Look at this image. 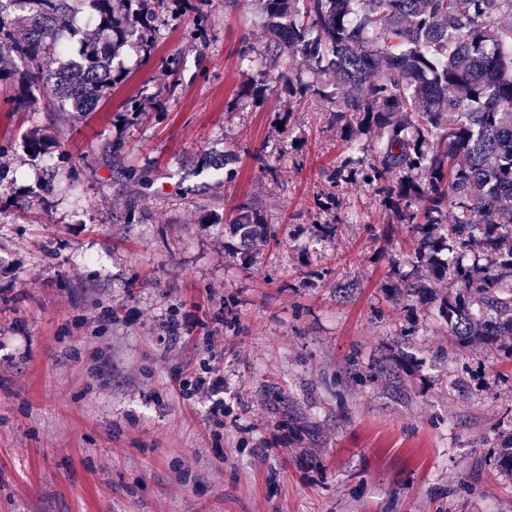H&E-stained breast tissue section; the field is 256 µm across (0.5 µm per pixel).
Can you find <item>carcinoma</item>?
Listing matches in <instances>:
<instances>
[{"label":"carcinoma","instance_id":"1","mask_svg":"<svg viewBox=\"0 0 512 512\" xmlns=\"http://www.w3.org/2000/svg\"><path fill=\"white\" fill-rule=\"evenodd\" d=\"M92 11L71 74L48 59L70 53L79 31L69 15ZM273 50L251 45L254 82L291 54L287 81L323 99L346 133L376 129L366 157L349 156L329 175L361 180L394 205L410 236L411 262L431 274L396 281L394 294L438 304L448 332L465 343L512 336V0H258ZM177 0H0V84L17 112L57 102L92 112L124 68L116 48L143 42L159 11ZM246 247L268 230L257 208L229 221ZM448 274L466 296L438 302L434 276Z\"/></svg>","mask_w":512,"mask_h":512}]
</instances>
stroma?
I'll use <instances>...</instances> for the list:
<instances>
[{"label": "stroma", "instance_id": "35a3bbf8", "mask_svg": "<svg viewBox=\"0 0 512 512\" xmlns=\"http://www.w3.org/2000/svg\"><path fill=\"white\" fill-rule=\"evenodd\" d=\"M205 10L206 38L164 15L151 60L121 47L94 111L14 112L0 85V512H512V336L457 346L389 294L410 240L328 182L326 103L249 97L252 0ZM246 202L271 233L244 251ZM214 366L220 438L176 385Z\"/></svg>", "mask_w": 512, "mask_h": 512}]
</instances>
